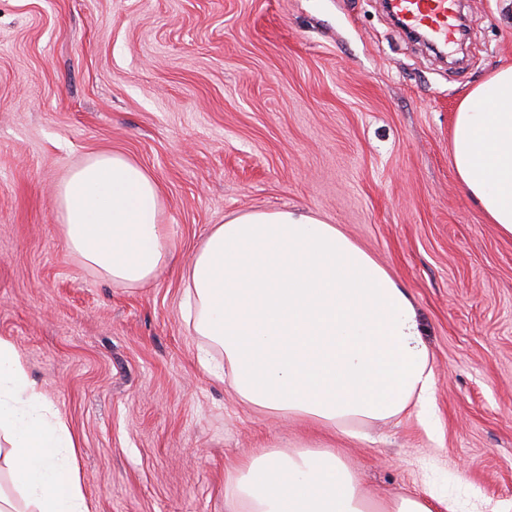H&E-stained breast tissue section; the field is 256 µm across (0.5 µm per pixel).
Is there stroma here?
I'll use <instances>...</instances> for the list:
<instances>
[{
    "label": "stroma",
    "instance_id": "35a3bbf8",
    "mask_svg": "<svg viewBox=\"0 0 512 512\" xmlns=\"http://www.w3.org/2000/svg\"><path fill=\"white\" fill-rule=\"evenodd\" d=\"M457 64L383 0H0V336L80 444L95 512H232L261 448L336 451L365 494L512 505V238L450 158L460 101L512 64V0H458ZM123 153L165 198L178 260L122 288L70 253L54 194ZM300 207L408 293L432 357L426 414L351 437L253 408L198 363L181 267L212 225Z\"/></svg>",
    "mask_w": 512,
    "mask_h": 512
}]
</instances>
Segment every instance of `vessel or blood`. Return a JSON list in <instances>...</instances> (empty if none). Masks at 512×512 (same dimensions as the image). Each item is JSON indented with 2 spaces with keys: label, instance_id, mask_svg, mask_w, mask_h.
I'll list each match as a JSON object with an SVG mask.
<instances>
[{
  "label": "vessel or blood",
  "instance_id": "obj_1",
  "mask_svg": "<svg viewBox=\"0 0 512 512\" xmlns=\"http://www.w3.org/2000/svg\"><path fill=\"white\" fill-rule=\"evenodd\" d=\"M392 8L405 28L434 41L450 43L458 32L456 0H392Z\"/></svg>",
  "mask_w": 512,
  "mask_h": 512
}]
</instances>
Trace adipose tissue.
<instances>
[{"label": "adipose tissue", "mask_w": 512, "mask_h": 512, "mask_svg": "<svg viewBox=\"0 0 512 512\" xmlns=\"http://www.w3.org/2000/svg\"><path fill=\"white\" fill-rule=\"evenodd\" d=\"M450 155L468 198L512 238V65L459 103ZM55 205L67 249L116 286H146L177 258L157 181L122 153L100 151L71 169ZM182 278L187 319L222 350L244 402L349 436L428 409L433 367L407 292L312 211H248L213 225ZM78 450L0 336V512H93ZM224 492L237 512H377L328 450L260 449L237 463Z\"/></svg>", "instance_id": "ef3b65f1"}]
</instances>
